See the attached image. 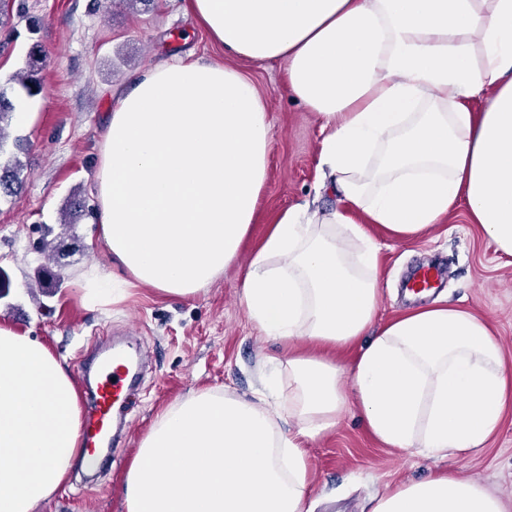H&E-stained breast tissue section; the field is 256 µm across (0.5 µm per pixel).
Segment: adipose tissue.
<instances>
[{"instance_id":"1","label":"adipose tissue","mask_w":512,"mask_h":512,"mask_svg":"<svg viewBox=\"0 0 512 512\" xmlns=\"http://www.w3.org/2000/svg\"><path fill=\"white\" fill-rule=\"evenodd\" d=\"M236 57L278 61L323 136L321 209L282 210L240 300L289 353L288 401L204 389L162 409L122 483L124 512H311L303 444L356 406L390 448L480 453L512 400L490 325L439 299L376 325L377 224L425 234L464 206L512 258V0H187ZM486 100L473 110L476 97ZM271 144L252 81L218 61L160 62L116 95L99 150L96 222L111 269L80 284L104 308L128 288L188 297L219 278L255 221ZM353 347L346 366L327 357ZM79 385L36 337L0 322V512H36L79 454ZM372 512H506L452 472Z\"/></svg>"}]
</instances>
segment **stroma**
<instances>
[{
    "instance_id": "obj_1",
    "label": "stroma",
    "mask_w": 512,
    "mask_h": 512,
    "mask_svg": "<svg viewBox=\"0 0 512 512\" xmlns=\"http://www.w3.org/2000/svg\"><path fill=\"white\" fill-rule=\"evenodd\" d=\"M0 28V85L26 123L9 118L11 137L27 141L25 151L6 147L20 160L23 189L0 201V279L8 292L0 298V317L18 331L41 340L78 374L81 400L89 383L80 363L90 351L121 343L147 351L150 363L128 406L126 427L108 461L91 476L71 473L66 484L36 512H123L121 479L140 438L165 406L201 389H220L242 398L256 396L284 349L261 335L240 302L242 280L253 253L275 216L313 198L320 123L289 96L277 63L239 62V69L264 98L272 130L267 178L257 219L235 262L194 296L165 297L141 288L105 311L86 307L77 290L91 268L107 270L104 247L90 216L65 224L61 216L71 195H92L101 131L115 105L116 92L149 66L176 59L223 60L186 0H140L133 8L119 0H23ZM43 59L34 93L8 85L26 69L33 44ZM380 243L381 304L377 324L414 307L403 282L418 267L438 270L437 296L486 318L498 336L504 363L512 368V265L499 262L479 225L464 210L451 213L429 233L396 240L373 225ZM61 239L67 249L44 278L43 255L33 242ZM311 472L312 512H370L371 501L388 488L450 471L498 489L512 505V402L486 448L468 458L435 460L380 444L350 408L335 429L304 448Z\"/></svg>"
}]
</instances>
